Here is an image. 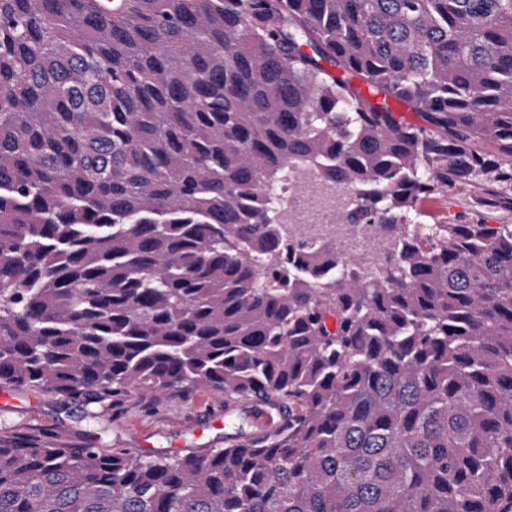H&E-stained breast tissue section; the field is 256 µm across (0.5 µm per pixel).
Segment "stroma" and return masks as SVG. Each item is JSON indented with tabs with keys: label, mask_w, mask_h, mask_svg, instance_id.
I'll use <instances>...</instances> for the list:
<instances>
[{
	"label": "stroma",
	"mask_w": 512,
	"mask_h": 512,
	"mask_svg": "<svg viewBox=\"0 0 512 512\" xmlns=\"http://www.w3.org/2000/svg\"><path fill=\"white\" fill-rule=\"evenodd\" d=\"M15 407L0 410V438L37 436L66 447L95 433L104 449L188 452L224 444V397L210 391L169 393L158 402L132 399L120 416L103 410L89 425L78 403L41 390L15 391Z\"/></svg>",
	"instance_id": "stroma-1"
}]
</instances>
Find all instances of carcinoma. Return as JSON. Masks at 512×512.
Returning <instances> with one entry per match:
<instances>
[{"label":"carcinoma","mask_w":512,"mask_h":512,"mask_svg":"<svg viewBox=\"0 0 512 512\" xmlns=\"http://www.w3.org/2000/svg\"><path fill=\"white\" fill-rule=\"evenodd\" d=\"M481 181L512 206V0H0V383L225 429L0 439V512H512V224L425 208ZM300 178L296 172H288V181L277 182L272 193L276 201L282 203L288 211L295 213L299 218V230L302 236L308 240H319L328 231L336 230V237L339 235L340 227L327 221V215L331 212L333 199L327 197L318 206H313L310 201L299 190Z\"/></svg>","instance_id":"carcinoma-1"}]
</instances>
